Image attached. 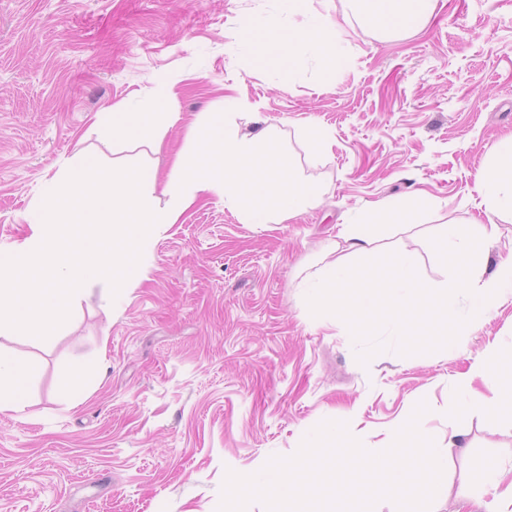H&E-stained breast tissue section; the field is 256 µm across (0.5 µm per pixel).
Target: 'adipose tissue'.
<instances>
[{
    "label": "adipose tissue",
    "mask_w": 512,
    "mask_h": 512,
    "mask_svg": "<svg viewBox=\"0 0 512 512\" xmlns=\"http://www.w3.org/2000/svg\"><path fill=\"white\" fill-rule=\"evenodd\" d=\"M357 11L366 13L376 29L401 31L424 24L432 15L436 0H351ZM277 23L267 25L245 24L241 38L245 43L261 46L269 54L281 53L291 58L304 54H314L327 59H335L331 46V32L322 21H314L301 29H292L281 34ZM95 124L111 131L116 138H132L141 133H149L152 141H161L165 134L164 126L156 123L154 113L148 105L138 103L113 107L112 111L97 113ZM372 237L359 224L343 225L339 239L330 246L337 258L329 268L325 278L311 286L315 299H327L334 310L342 313L354 310L357 296L365 288L361 274L355 273L346 264L347 255L370 253ZM29 369L26 365L7 357L0 352V411L22 412L29 405L23 381ZM480 377L491 391L492 396L480 400L483 408H500L501 402L495 399L501 385V364L495 356L489 355L476 362L471 374L459 379L455 388L448 392V412L456 415L467 409L466 393L471 388L473 377Z\"/></svg>",
    "instance_id": "1"
}]
</instances>
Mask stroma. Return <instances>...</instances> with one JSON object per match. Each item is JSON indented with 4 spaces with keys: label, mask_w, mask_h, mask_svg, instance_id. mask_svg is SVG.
<instances>
[{
    "label": "stroma",
    "mask_w": 512,
    "mask_h": 512,
    "mask_svg": "<svg viewBox=\"0 0 512 512\" xmlns=\"http://www.w3.org/2000/svg\"><path fill=\"white\" fill-rule=\"evenodd\" d=\"M316 8L340 66L273 65L241 42L248 22L306 24L284 0H0V250L28 235L44 180L74 157L162 180L223 110L246 133L267 121L295 176L323 189L278 224L199 194L111 311L91 293L54 336H0L36 365L27 409L0 412V512H217L227 471L294 455L325 420L383 451L422 401L419 424L448 453L435 512L491 501L512 420L449 418L448 389L488 348L512 363V293L443 350L391 347L363 365L342 319L311 314L304 284L332 262L344 224L365 225L377 251L413 254L425 281L449 278L430 239L486 223L478 176L512 136V0H438L428 22L393 35L347 0ZM143 100L168 125L160 148L95 126L96 113ZM80 374L97 383L75 405L62 382ZM452 424L467 449L449 448Z\"/></svg>",
    "instance_id": "stroma-1"
}]
</instances>
